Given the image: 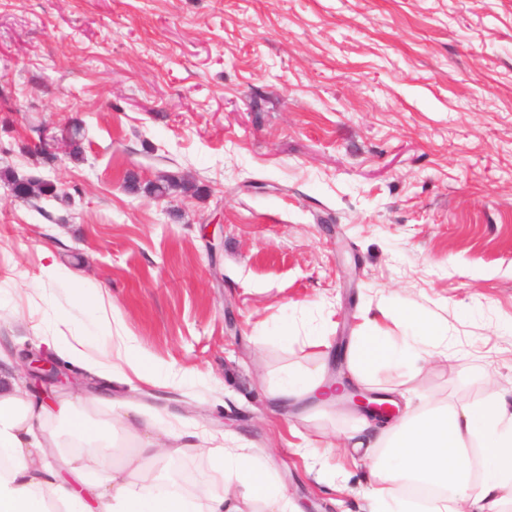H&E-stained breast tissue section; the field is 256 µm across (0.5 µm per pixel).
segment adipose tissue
<instances>
[{
	"label": "adipose tissue",
	"instance_id": "obj_1",
	"mask_svg": "<svg viewBox=\"0 0 512 512\" xmlns=\"http://www.w3.org/2000/svg\"><path fill=\"white\" fill-rule=\"evenodd\" d=\"M61 352L103 372L119 359L137 378L155 377L152 359L119 333L108 356L92 355L78 339L65 341ZM401 356L382 333L363 336L347 378H327L321 368L291 375L270 397L284 411L308 400L332 414L337 391L366 383L376 365ZM49 422L67 427L77 449L61 452L44 430ZM118 430L134 434L132 448L117 450ZM359 430L365 438L355 446L374 460L370 512H406L393 494L404 480L451 488V496H434L430 512H512V393L493 388L468 405L438 401L388 423L365 418ZM214 442L125 413L96 427L71 402L27 398L10 370L0 371V455L11 462L0 475V512H288L286 493L262 476L247 445L223 450ZM189 455L211 460L214 484L200 496L173 483L160 489V464Z\"/></svg>",
	"mask_w": 512,
	"mask_h": 512
}]
</instances>
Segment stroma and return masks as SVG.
I'll return each mask as SVG.
<instances>
[{
	"label": "stroma",
	"mask_w": 512,
	"mask_h": 512,
	"mask_svg": "<svg viewBox=\"0 0 512 512\" xmlns=\"http://www.w3.org/2000/svg\"><path fill=\"white\" fill-rule=\"evenodd\" d=\"M5 169L66 198L34 207L0 178V351L101 382L50 392L94 424L177 418L247 441L292 504L366 512L368 463L337 455L351 477L329 491L287 430L337 445L361 413L304 421L267 398L322 362L309 337L345 358L379 308L416 307L440 354L368 390L408 384L415 407L512 391V0H0ZM46 246L118 308L155 381L47 344L112 347L40 283ZM59 337L64 339V345L61 347V352L71 361L90 365L98 371L103 372H108L113 367L110 356H94L86 349L81 340L74 337L71 341L67 336Z\"/></svg>",
	"instance_id": "35a3bbf8"
}]
</instances>
